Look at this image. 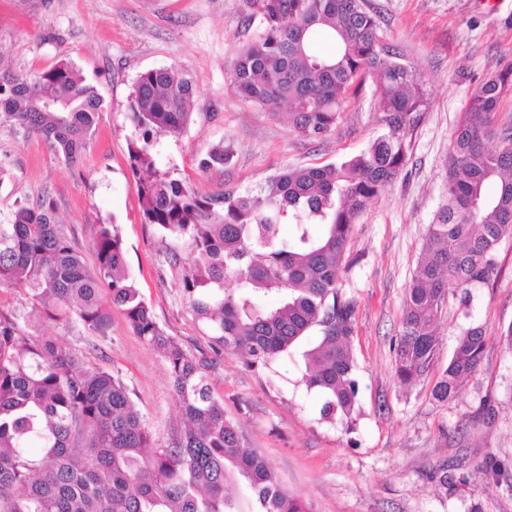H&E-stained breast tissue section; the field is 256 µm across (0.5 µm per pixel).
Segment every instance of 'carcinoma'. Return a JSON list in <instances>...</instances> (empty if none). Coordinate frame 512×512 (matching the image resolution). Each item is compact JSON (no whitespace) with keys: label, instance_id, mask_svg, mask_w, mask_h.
Here are the masks:
<instances>
[{"label":"carcinoma","instance_id":"carcinoma-1","mask_svg":"<svg viewBox=\"0 0 512 512\" xmlns=\"http://www.w3.org/2000/svg\"><path fill=\"white\" fill-rule=\"evenodd\" d=\"M255 14L260 32L230 64L241 97L286 106L295 132L320 137L369 81L381 134L356 155L288 169L255 191L202 196L160 171L153 152L154 134L190 122L196 86L174 66L141 73L130 101L141 134L129 147L139 202L145 223L190 242L181 286L208 351L194 354L160 327L129 276L115 226L97 227L90 268L48 196L17 206L0 224V288L26 290L45 321L100 335L112 308H121L134 333L164 357L186 426L169 445L155 446L121 378L87 367L53 336L28 333L1 308L0 512H239L228 492L236 476L254 492L252 512H311L244 447L207 371L226 352L266 364L314 329L316 344L304 353L307 387L325 395L324 418L352 415L357 305L336 282L351 224L402 172L428 99L415 68L383 42L366 0H262ZM319 34L335 43V54L315 51ZM511 89L512 69L486 79L457 120L446 191L427 225L395 338V375L404 385L430 376L444 309L455 303L470 317L473 289L497 275L499 245L512 238V127L493 123ZM46 99L56 108L45 109ZM102 108L96 87L70 61L0 73V126L37 134L69 164L80 159ZM229 277L236 288L224 287ZM485 346L482 327L461 331L433 399L455 396L480 368ZM482 471L512 493L511 465L492 460Z\"/></svg>","mask_w":512,"mask_h":512}]
</instances>
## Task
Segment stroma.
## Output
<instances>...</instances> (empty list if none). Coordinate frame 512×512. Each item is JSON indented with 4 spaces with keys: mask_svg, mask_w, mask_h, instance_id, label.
<instances>
[{
    "mask_svg": "<svg viewBox=\"0 0 512 512\" xmlns=\"http://www.w3.org/2000/svg\"><path fill=\"white\" fill-rule=\"evenodd\" d=\"M367 4L383 40L416 69L429 105L401 174L352 224L337 283L341 296L357 303L355 412L348 420L321 418L323 399L303 381L313 332L266 366L225 354L209 380L246 446L312 512H468L474 503L481 512H512V495L480 470L493 456L512 462V351L499 340L512 325V239L499 248L497 277L475 289L470 315L447 307L432 378L403 389L393 352L426 227L444 194L454 125L484 80L512 67V0ZM252 11L249 0H0V70L26 73L68 60L103 99L97 131L71 165L38 135L0 127V222L17 205L50 195L90 265L97 225H117L131 278L159 324L191 351L207 343L181 290L191 247L145 223L130 166L129 145L140 137L129 108L137 77L176 65L193 78L190 123L154 141L159 167L203 195L255 190L287 169L336 161L381 130L368 90L345 104L334 129L317 139L299 136L282 112L239 97L227 66L259 31ZM220 144L228 160L202 170L201 160ZM472 321L488 338L481 367L453 400L436 402L433 378ZM42 331L78 351L87 366L122 378L155 445L182 432L166 362L121 310H113L104 336L81 325L65 330L47 323ZM443 465L460 484L437 488L434 474Z\"/></svg>",
    "mask_w": 512,
    "mask_h": 512,
    "instance_id": "1",
    "label": "stroma"
}]
</instances>
